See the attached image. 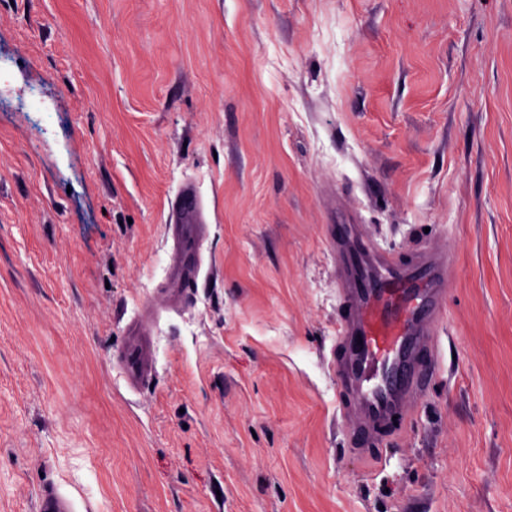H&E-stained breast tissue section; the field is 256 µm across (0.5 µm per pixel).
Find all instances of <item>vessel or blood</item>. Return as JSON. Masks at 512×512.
Returning a JSON list of instances; mask_svg holds the SVG:
<instances>
[{"mask_svg": "<svg viewBox=\"0 0 512 512\" xmlns=\"http://www.w3.org/2000/svg\"><path fill=\"white\" fill-rule=\"evenodd\" d=\"M167 221L176 243L169 291L175 299L196 284L201 266L203 207L193 187L179 189ZM326 240L336 254L345 305L336 336L339 402L355 417L352 434L370 441L409 418L411 400L426 391V374L437 362L436 330L448 311V268L455 255L424 247L405 263L377 251L357 224L327 225ZM121 365L130 389L151 376L146 324L132 332Z\"/></svg>", "mask_w": 512, "mask_h": 512, "instance_id": "1", "label": "vessel or blood"}]
</instances>
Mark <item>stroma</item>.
<instances>
[{
  "label": "stroma",
  "instance_id": "1",
  "mask_svg": "<svg viewBox=\"0 0 512 512\" xmlns=\"http://www.w3.org/2000/svg\"><path fill=\"white\" fill-rule=\"evenodd\" d=\"M0 70L36 100L0 109V512H512V0H0ZM329 224L456 254L413 421L362 448ZM203 207L195 189L181 187L171 203L167 218L176 248L172 257L169 297L178 298L197 282L201 266L200 243L204 236ZM147 331V322L141 321L137 331L131 332L128 344L122 351V370L128 387L133 390L151 376L154 368Z\"/></svg>",
  "mask_w": 512,
  "mask_h": 512
}]
</instances>
